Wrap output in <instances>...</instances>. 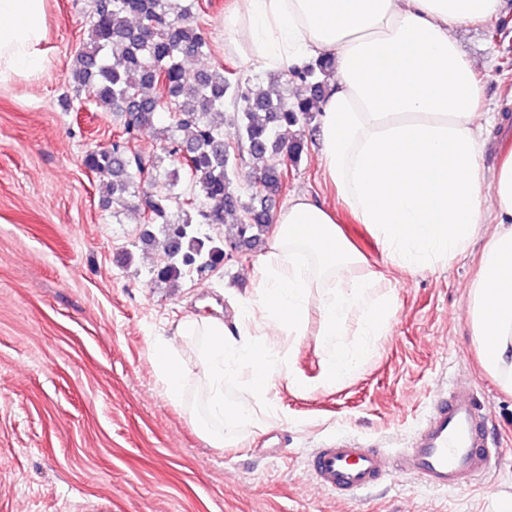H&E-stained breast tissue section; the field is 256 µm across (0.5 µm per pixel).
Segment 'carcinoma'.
I'll return each instance as SVG.
<instances>
[{
	"mask_svg": "<svg viewBox=\"0 0 512 512\" xmlns=\"http://www.w3.org/2000/svg\"><path fill=\"white\" fill-rule=\"evenodd\" d=\"M199 8V0H95L71 67L76 96L111 110L119 122L112 144L89 151L84 165L102 177L104 206L133 203L143 215L142 240L163 239L164 258L149 274L169 288L193 271L216 268L228 245L255 250L264 244L269 204L286 189L282 173L304 151L295 127L315 120L331 64L323 58L272 74L266 87L233 83L219 67L188 80L183 62L211 53L196 21ZM511 29L512 20L500 18L488 36L497 43ZM227 97L238 155L264 163L260 189L247 197L229 173ZM146 128L156 130L160 151L136 145ZM167 158L174 168L164 167ZM183 175L188 188L179 192ZM228 215L237 223L227 228Z\"/></svg>",
	"mask_w": 512,
	"mask_h": 512,
	"instance_id": "obj_1",
	"label": "carcinoma"
}]
</instances>
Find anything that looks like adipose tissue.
I'll use <instances>...</instances> for the list:
<instances>
[{"label":"adipose tissue","instance_id":"obj_1","mask_svg":"<svg viewBox=\"0 0 512 512\" xmlns=\"http://www.w3.org/2000/svg\"><path fill=\"white\" fill-rule=\"evenodd\" d=\"M503 7V0H234L223 26L225 42L255 72L332 58L318 116L321 163L386 264L430 269L484 239L468 291L470 329L483 370L512 393V142L485 177L477 65L453 37L456 27ZM45 39V0H0V83L40 69ZM273 222L257 296L234 326L203 318L177 328L178 336L206 339L208 412L199 430L216 448L224 445L218 424L257 421L253 403L266 399L274 376L303 384L265 325L297 339L317 304L327 349L317 384L330 387L359 370L398 308L395 290H377L381 273L324 205L298 193ZM487 224L494 230L486 237ZM351 318L361 337L355 346L345 340ZM151 358L165 395L180 400L187 375L175 353L159 342ZM229 379L247 387L252 403L226 400Z\"/></svg>","mask_w":512,"mask_h":512}]
</instances>
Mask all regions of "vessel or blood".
<instances>
[{"label":"vessel or blood","mask_w":512,"mask_h":512,"mask_svg":"<svg viewBox=\"0 0 512 512\" xmlns=\"http://www.w3.org/2000/svg\"><path fill=\"white\" fill-rule=\"evenodd\" d=\"M487 415L474 388L450 383L436 397L412 438L388 456L356 439L328 441L311 456L314 483L324 491L360 498L381 481L411 475L428 487L448 491L469 486L489 472L498 449L489 447Z\"/></svg>","instance_id":"1"}]
</instances>
